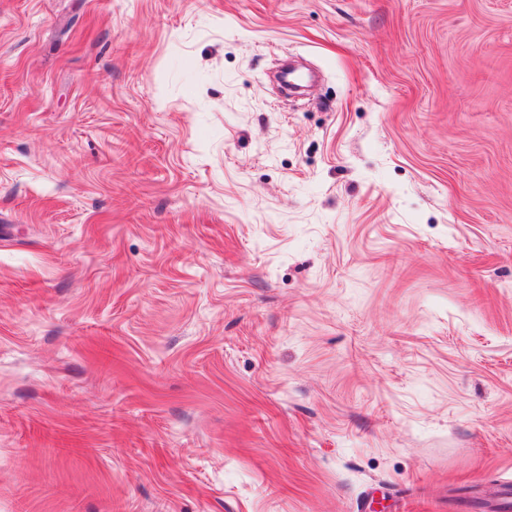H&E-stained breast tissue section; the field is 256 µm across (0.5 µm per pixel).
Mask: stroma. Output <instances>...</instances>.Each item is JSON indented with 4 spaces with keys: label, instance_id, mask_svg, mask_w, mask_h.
I'll use <instances>...</instances> for the list:
<instances>
[{
    "label": "stroma",
    "instance_id": "35a3bbf8",
    "mask_svg": "<svg viewBox=\"0 0 512 512\" xmlns=\"http://www.w3.org/2000/svg\"><path fill=\"white\" fill-rule=\"evenodd\" d=\"M504 480L512 0H0V512Z\"/></svg>",
    "mask_w": 512,
    "mask_h": 512
}]
</instances>
